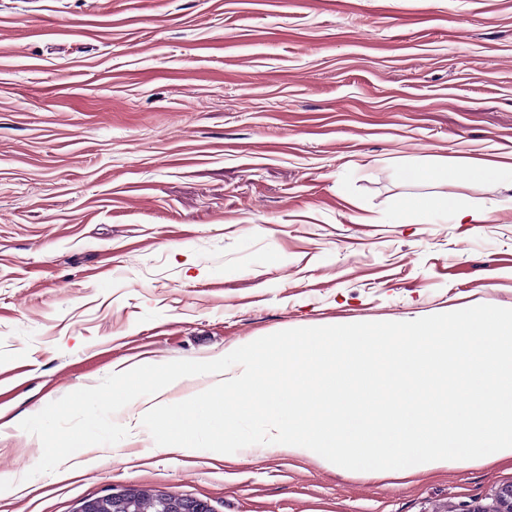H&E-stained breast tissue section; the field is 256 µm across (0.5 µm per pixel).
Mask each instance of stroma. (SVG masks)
I'll use <instances>...</instances> for the list:
<instances>
[{"label": "stroma", "instance_id": "obj_1", "mask_svg": "<svg viewBox=\"0 0 512 512\" xmlns=\"http://www.w3.org/2000/svg\"><path fill=\"white\" fill-rule=\"evenodd\" d=\"M512 0H0V512L127 488L214 512H471L512 460L395 483L276 444L127 436L32 475L20 423L123 367L338 322L512 308ZM487 211L397 224L408 196ZM414 179L448 184V162L439 156L429 155L414 170Z\"/></svg>", "mask_w": 512, "mask_h": 512}]
</instances>
